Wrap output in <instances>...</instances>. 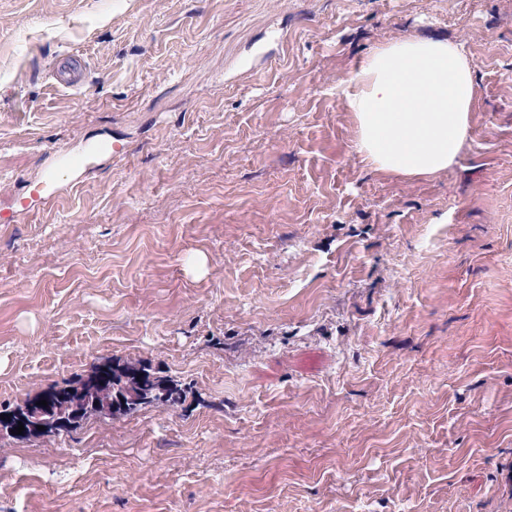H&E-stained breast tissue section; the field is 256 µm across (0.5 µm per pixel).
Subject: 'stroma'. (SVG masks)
I'll return each mask as SVG.
<instances>
[{"label":"stroma","mask_w":512,"mask_h":512,"mask_svg":"<svg viewBox=\"0 0 512 512\" xmlns=\"http://www.w3.org/2000/svg\"><path fill=\"white\" fill-rule=\"evenodd\" d=\"M414 35L477 94L407 177L336 88ZM111 358L186 402L0 440V512H512V0H0V410ZM84 65L82 59L74 54H70L63 59V62L57 68L56 86L60 88L75 87Z\"/></svg>","instance_id":"35a3bbf8"}]
</instances>
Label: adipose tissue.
I'll use <instances>...</instances> for the list:
<instances>
[{"label":"adipose tissue","instance_id":"adipose-tissue-1","mask_svg":"<svg viewBox=\"0 0 512 512\" xmlns=\"http://www.w3.org/2000/svg\"><path fill=\"white\" fill-rule=\"evenodd\" d=\"M342 93L358 122L359 150L376 169L425 176L456 162L476 85L461 44L410 36L376 48Z\"/></svg>","mask_w":512,"mask_h":512}]
</instances>
